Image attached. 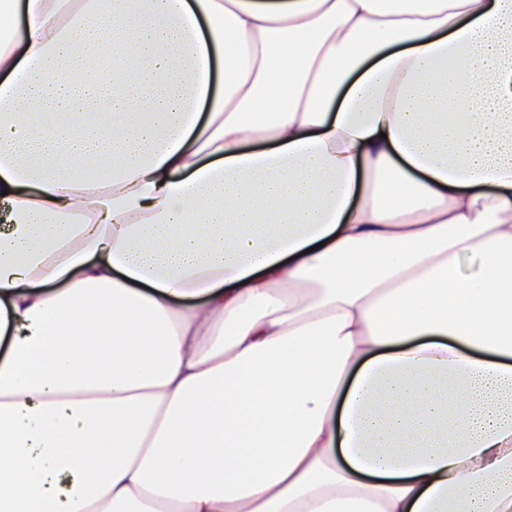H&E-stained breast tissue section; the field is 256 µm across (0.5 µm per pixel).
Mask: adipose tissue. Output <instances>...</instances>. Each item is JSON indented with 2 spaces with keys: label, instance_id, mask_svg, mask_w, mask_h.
Here are the masks:
<instances>
[{
  "label": "adipose tissue",
  "instance_id": "obj_1",
  "mask_svg": "<svg viewBox=\"0 0 512 512\" xmlns=\"http://www.w3.org/2000/svg\"><path fill=\"white\" fill-rule=\"evenodd\" d=\"M0 20V512H512V0Z\"/></svg>",
  "mask_w": 512,
  "mask_h": 512
}]
</instances>
